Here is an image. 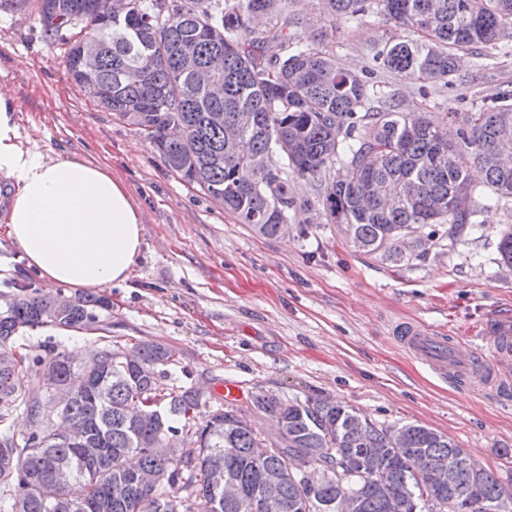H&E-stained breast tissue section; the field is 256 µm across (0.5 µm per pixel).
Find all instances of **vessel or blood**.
I'll return each mask as SVG.
<instances>
[{"mask_svg": "<svg viewBox=\"0 0 512 512\" xmlns=\"http://www.w3.org/2000/svg\"><path fill=\"white\" fill-rule=\"evenodd\" d=\"M396 340L406 350L426 359L440 375L471 386L490 387L498 391L503 384L494 363L512 359V312L505 309L491 310L481 329V342L495 356L491 363L476 355H459L453 337L435 333L412 322H403L397 326Z\"/></svg>", "mask_w": 512, "mask_h": 512, "instance_id": "b4317fda", "label": "vessel or blood"}]
</instances>
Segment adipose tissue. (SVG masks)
I'll use <instances>...</instances> for the list:
<instances>
[{"label": "adipose tissue", "mask_w": 512, "mask_h": 512, "mask_svg": "<svg viewBox=\"0 0 512 512\" xmlns=\"http://www.w3.org/2000/svg\"><path fill=\"white\" fill-rule=\"evenodd\" d=\"M0 177V219L45 283L95 290L130 278L144 244L138 197L105 165L23 146L3 92Z\"/></svg>", "instance_id": "adipose-tissue-1"}]
</instances>
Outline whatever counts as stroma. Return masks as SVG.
Wrapping results in <instances>:
<instances>
[{
	"label": "stroma",
	"instance_id": "35a3bbf8",
	"mask_svg": "<svg viewBox=\"0 0 512 512\" xmlns=\"http://www.w3.org/2000/svg\"><path fill=\"white\" fill-rule=\"evenodd\" d=\"M294 10L304 19L301 37L320 36L338 65L356 71L367 42L412 37L381 16L330 24L317 0H295ZM511 82L512 54L499 53L472 85L389 84L403 111L469 112ZM0 90L14 100L24 145L106 164L143 203L144 248L133 275L102 290L112 301L103 325L118 346L170 347L169 382L203 387L211 406L223 404L228 380L247 396L327 398L379 425L428 426L512 482V396L438 376L391 331L413 321L445 331L468 353L483 352L475 328L489 308L512 303V271L499 266L497 251L511 206L478 198L479 233L402 267L356 252L312 211L297 213L309 222L306 238L257 236L173 173L136 126L72 82L32 8L0 13ZM21 282L58 292L0 230V309ZM28 342L44 356L53 349L87 356L102 345L99 332L51 328L31 332Z\"/></svg>",
	"mask_w": 512,
	"mask_h": 512
}]
</instances>
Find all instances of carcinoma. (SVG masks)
Returning <instances> with one entry per match:
<instances>
[{
	"label": "carcinoma",
	"instance_id": "1",
	"mask_svg": "<svg viewBox=\"0 0 512 512\" xmlns=\"http://www.w3.org/2000/svg\"><path fill=\"white\" fill-rule=\"evenodd\" d=\"M182 20L159 24L164 2ZM84 0H36L44 33L60 42L68 74L81 85L78 36L88 31L103 44L98 76L105 95L98 103L135 125L167 166L189 185L224 206L256 235L281 237V225L296 221L292 182L315 185L326 223L334 224L354 248L395 266L421 259L410 235L427 234L454 245L479 231L473 222L476 185L469 167L479 165L494 201L512 202V157L491 146L512 137V84L481 100L460 140L442 133L448 113L402 112L393 94L369 81L380 69L400 81L473 84L457 73L460 52L492 56L512 28V0H317L329 21L361 24L382 15L415 38L367 45L360 71L336 67L317 40L303 41L293 0H129L127 15L107 24L101 14L74 9ZM195 44L198 66L224 55V96L185 73L179 48ZM429 232H424L425 228ZM499 263L512 265V224L501 232ZM112 311L105 296H74L60 307L54 296L24 295L0 311V512H247L246 502L271 472L283 475L281 509L297 512L302 498L316 504L355 495L361 512H387L390 498L401 512H512V490L485 469L475 475L465 451L448 436L418 424L390 427L326 399L283 400L256 394L246 403L208 410L194 387H169L158 366L174 352L154 342L136 345L138 362L128 363L107 342L102 357L75 366L63 354L45 362L59 382L78 372L86 387L64 409V418L83 424L100 449L95 458L43 425L31 381L22 367L41 361L26 343L28 333L51 327L70 332L102 330ZM26 414L29 426L15 428ZM253 412L269 413L285 433L262 438L249 424ZM185 435L193 448L177 449L181 465L150 448ZM266 448V455L256 451ZM139 454L144 469L167 474L155 488L141 486L126 471L125 455ZM311 455L307 477L286 471L289 454ZM456 469L448 489H420L411 459ZM378 463L372 462V456ZM222 461L236 478L241 500L226 502L208 484L211 464ZM69 466L56 480L57 466ZM127 496L114 501L113 483Z\"/></svg>",
	"mask_w": 512,
	"mask_h": 512
}]
</instances>
